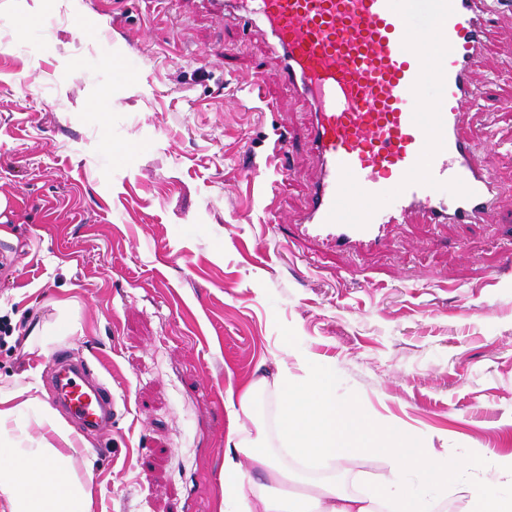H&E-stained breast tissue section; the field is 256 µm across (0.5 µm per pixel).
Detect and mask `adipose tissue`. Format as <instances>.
<instances>
[{
  "instance_id": "adipose-tissue-1",
  "label": "adipose tissue",
  "mask_w": 512,
  "mask_h": 512,
  "mask_svg": "<svg viewBox=\"0 0 512 512\" xmlns=\"http://www.w3.org/2000/svg\"><path fill=\"white\" fill-rule=\"evenodd\" d=\"M273 388V424L228 434L224 443V512H424L420 498L402 489L404 472H423L439 483L477 468V456L448 461L401 441L396 427L365 419L355 403L336 402L324 374H295L279 365L274 384L257 379L227 392L229 408L252 415L266 388ZM23 390L0 395V512H92L91 476L72 467L77 441L72 429L50 407H43L37 447L19 414L32 406ZM369 453L391 455L396 470L366 492H347L335 474L309 477L308 461L329 458L338 465ZM248 461L259 480H243L241 461ZM494 480L506 493L490 496L476 482L468 493L469 512H512V459L504 461Z\"/></svg>"
}]
</instances>
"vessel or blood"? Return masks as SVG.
<instances>
[{
    "mask_svg": "<svg viewBox=\"0 0 512 512\" xmlns=\"http://www.w3.org/2000/svg\"><path fill=\"white\" fill-rule=\"evenodd\" d=\"M242 31L262 25L283 85L309 107L307 151L319 165L299 235L348 251L382 244L394 224H475L498 184L463 133L470 81L486 31L512 0H246ZM435 99L434 111L421 104ZM295 139L277 133L268 168ZM64 376L57 400L83 431L114 410L89 381V364L53 361Z\"/></svg>",
    "mask_w": 512,
    "mask_h": 512,
    "instance_id": "b4317fda",
    "label": "vessel or blood"
}]
</instances>
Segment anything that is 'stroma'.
I'll use <instances>...</instances> for the list:
<instances>
[{
	"label": "stroma",
	"instance_id": "35a3bbf8",
	"mask_svg": "<svg viewBox=\"0 0 512 512\" xmlns=\"http://www.w3.org/2000/svg\"><path fill=\"white\" fill-rule=\"evenodd\" d=\"M265 42L206 0H0V393L53 404L51 358L87 362L116 404L74 457L94 512H218L226 389L305 356L366 419L444 458L484 449L432 489L465 512L466 484L512 453V13L465 124L496 209L414 218L376 251L284 245L318 172L307 152L279 183L242 176L275 129L307 136ZM61 298L72 330L53 336Z\"/></svg>",
	"mask_w": 512,
	"mask_h": 512
}]
</instances>
